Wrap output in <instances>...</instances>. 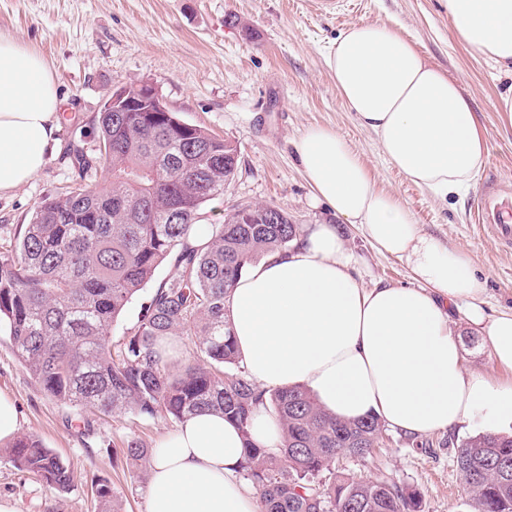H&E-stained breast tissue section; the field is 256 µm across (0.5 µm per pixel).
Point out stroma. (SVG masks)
Returning a JSON list of instances; mask_svg holds the SVG:
<instances>
[{
    "instance_id": "1",
    "label": "stroma",
    "mask_w": 512,
    "mask_h": 512,
    "mask_svg": "<svg viewBox=\"0 0 512 512\" xmlns=\"http://www.w3.org/2000/svg\"><path fill=\"white\" fill-rule=\"evenodd\" d=\"M351 10H318L316 0H0V37L47 61L64 101L55 150L25 185L0 195V239L29 223L37 204L74 182L67 146L97 145V116L116 87L146 84L186 123L234 142L239 171L209 219L219 224L231 205L272 204L294 223L333 224L330 208L312 189L293 143L309 129L335 131L360 155L370 174L393 192L427 234L463 249L486 281L488 315L512 309V244L476 221L483 193L512 202V116L493 109L505 84L497 65L472 58L454 36L445 0H354ZM358 22L399 29L468 96L487 143L474 188L441 201L411 183L384 157L375 134L343 104L326 65L336 37ZM365 286L410 281L407 266L384 256L355 225L344 227ZM455 329L467 370L495 381L506 372L492 360L483 332ZM0 394L20 413V435H31L68 465L73 481L58 491L20 471L0 443V497L18 512H100L95 493L109 482L122 512H146L147 486L122 450L136 439L153 448L178 427L166 414L104 416L47 395L21 365L7 333H0ZM464 430L409 436L390 429L365 460L340 459L356 478L385 477L420 495L422 512H474L455 453L479 435Z\"/></svg>"
}]
</instances>
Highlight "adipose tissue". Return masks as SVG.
I'll return each mask as SVG.
<instances>
[{
	"label": "adipose tissue",
	"instance_id": "1",
	"mask_svg": "<svg viewBox=\"0 0 512 512\" xmlns=\"http://www.w3.org/2000/svg\"><path fill=\"white\" fill-rule=\"evenodd\" d=\"M447 6L465 49L512 71V0ZM326 63L355 120L413 184L442 200L474 187L486 141L471 102L399 31L352 24ZM61 104L45 59L0 38V195L43 168ZM295 151L315 199L358 226L377 252L404 262L413 282L365 286L335 224L308 227L291 248L247 263L225 309L251 381L305 387L338 419L375 416L411 436L460 428L477 414L489 433L512 424V382L467 371L452 328L464 308L496 366L512 372V311L486 317L485 282L467 254L423 233L336 132L310 129ZM243 446L222 414L186 418L152 452L147 512H261L241 473Z\"/></svg>",
	"mask_w": 512,
	"mask_h": 512
}]
</instances>
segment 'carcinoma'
<instances>
[{"instance_id":"1","label":"carcinoma","mask_w":512,"mask_h":512,"mask_svg":"<svg viewBox=\"0 0 512 512\" xmlns=\"http://www.w3.org/2000/svg\"><path fill=\"white\" fill-rule=\"evenodd\" d=\"M97 123V156L76 155L74 184L43 198L17 237L0 241V326L41 389L107 415L181 422L205 409L224 414L244 435L241 470L263 512H419L414 491L334 475L336 458L356 449L367 456L382 442L378 419L340 421L302 386L261 390L240 364L224 300L245 263L287 248L300 227L276 205L236 206L209 225L206 245L195 242L206 207L236 176L237 145L180 126L176 112L101 111ZM268 210L279 223L263 221ZM169 261L175 275L113 339L114 322ZM161 336L195 337V355L169 364L155 349ZM259 405L279 421L277 454L251 439ZM124 453L147 477L152 449L130 440ZM11 455L18 469L69 489L70 469L35 438L17 439ZM456 459L475 512H512V437L475 436ZM324 471L333 474L326 487L316 483ZM95 492L102 512H119L108 484Z\"/></svg>"}]
</instances>
